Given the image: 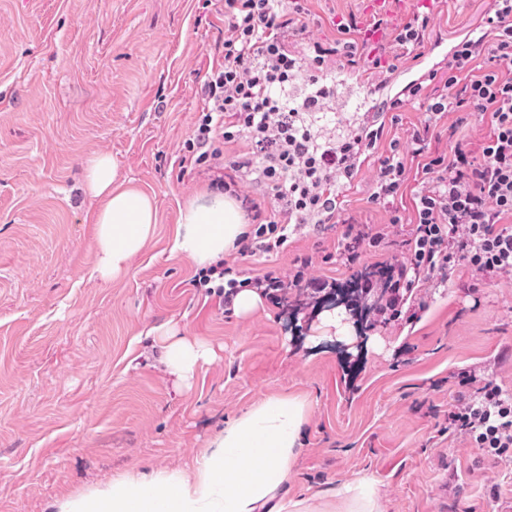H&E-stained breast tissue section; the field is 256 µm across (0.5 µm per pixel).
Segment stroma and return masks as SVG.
Instances as JSON below:
<instances>
[{
  "label": "stroma",
  "mask_w": 512,
  "mask_h": 512,
  "mask_svg": "<svg viewBox=\"0 0 512 512\" xmlns=\"http://www.w3.org/2000/svg\"><path fill=\"white\" fill-rule=\"evenodd\" d=\"M490 0H438L435 26L398 71L336 75V110L363 119L428 72L445 80L446 55L479 24ZM308 34L336 36V22L371 21L368 0H308ZM220 0H0V512H57L68 496L103 489L122 473L180 469L227 421L269 395L306 400L310 420L288 493L309 499L362 476L379 487L382 512H455L480 505L512 479L479 448L436 434L454 374L492 365L512 394V288L484 281L434 286L414 318L387 328L337 308L341 332L322 329L323 301L301 311L271 304L225 312L193 288L192 260L172 251L179 212L208 189L179 157L202 105L201 80L216 63ZM480 115L450 112L433 124L432 148L476 147ZM111 155L120 178L153 197V239L121 279L95 272V202L87 162ZM376 159L366 160L342 207L366 224L388 223L368 201ZM339 228L301 230L287 250L242 261L261 272L298 253L335 250ZM177 324L218 353L178 386L151 328Z\"/></svg>",
  "instance_id": "1"
}]
</instances>
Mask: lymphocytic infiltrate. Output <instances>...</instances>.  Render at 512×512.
<instances>
[{"mask_svg":"<svg viewBox=\"0 0 512 512\" xmlns=\"http://www.w3.org/2000/svg\"><path fill=\"white\" fill-rule=\"evenodd\" d=\"M224 21L221 60L204 75V105L184 145L181 170H228L213 183L230 192L247 217L249 229L234 243L239 256L283 252L291 235L307 226L319 231L338 224L342 232L336 251L321 260L298 255L289 269L270 267L252 276L222 259L200 269L193 287L227 308L244 288L284 308L290 297L310 300L336 288V280L315 275L316 263L340 261L353 269L364 252L399 244L401 255L373 265L358 281L372 299V325L385 327L425 306L417 294L422 283H447L457 268L512 278V77L501 72L512 64V0H491L483 25L453 44L443 85L410 83L409 97L428 101L427 119L403 141L385 140L381 120L341 136L324 133L315 122L336 121L331 74L337 63L396 71L434 27L429 4L393 26L374 19L371 29L381 40L371 51L359 20L341 18L338 39L313 42L304 58L289 47L308 28L302 0H224ZM452 109L488 116L490 131L477 148L458 143L447 152L431 150L432 121ZM237 143L243 151L225 156V146ZM373 154L378 170L369 202L392 211L410 175H417L412 220L393 211L385 224L342 216L339 196ZM412 158L418 161L413 171ZM437 428L439 435L469 440L512 473V395L484 370L457 373Z\"/></svg>","mask_w":512,"mask_h":512,"instance_id":"obj_1","label":"lymphocytic infiltrate"}]
</instances>
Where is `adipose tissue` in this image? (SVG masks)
I'll return each mask as SVG.
<instances>
[{"label": "adipose tissue", "instance_id": "1", "mask_svg": "<svg viewBox=\"0 0 512 512\" xmlns=\"http://www.w3.org/2000/svg\"><path fill=\"white\" fill-rule=\"evenodd\" d=\"M87 193L98 202L94 222L96 272L111 280L124 274L155 233L153 198L120 180L110 155L92 158L84 175ZM247 226L239 203L216 190L188 201L180 210L175 250L207 267L231 252ZM169 373L190 385L212 348L181 335L174 326L155 329ZM309 407L303 400L269 396L226 424L201 449L191 470L120 475L90 498L67 499L58 512H304L288 496V477L303 445ZM328 512H380L375 481L329 488Z\"/></svg>", "mask_w": 512, "mask_h": 512}]
</instances>
